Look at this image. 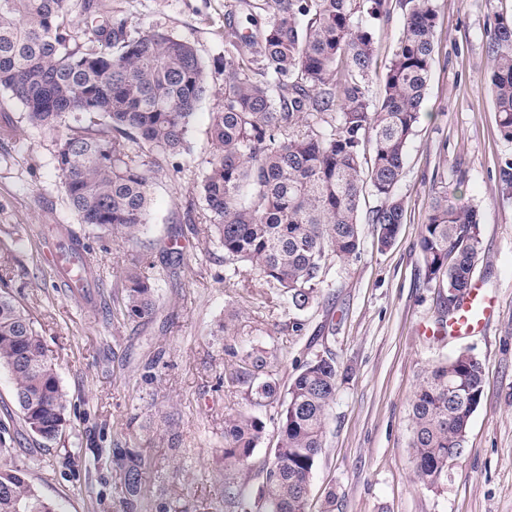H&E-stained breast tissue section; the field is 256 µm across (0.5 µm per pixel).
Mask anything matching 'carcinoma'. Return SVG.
Returning a JSON list of instances; mask_svg holds the SVG:
<instances>
[{
	"mask_svg": "<svg viewBox=\"0 0 512 512\" xmlns=\"http://www.w3.org/2000/svg\"><path fill=\"white\" fill-rule=\"evenodd\" d=\"M391 0H266L257 33L232 27L224 43V97L209 115L212 152L201 169L202 206L192 225L224 261L255 275L292 312L322 295L332 262L358 257L361 206L379 228L378 247L395 240L405 204L395 194L407 148L420 121L434 61L433 0H405L408 10L384 80L373 102L368 77L375 45L368 25L389 14ZM79 14L86 47H71ZM489 88L502 138L512 142V16L495 19ZM209 89L195 47L173 33L112 15L106 0H0V91L22 106L34 127L61 132L54 160L78 223L125 244L149 224L151 173L189 151L198 107ZM480 214L448 188L434 191L419 248L424 279L448 288V316L469 294L481 253ZM51 232L79 261L85 246L66 224ZM163 272L140 254L121 272L123 295L112 320L151 318ZM234 381L252 398H272L258 381L271 366L253 348ZM14 380L13 399L25 428L43 441L67 423V398L29 314L0 293V368ZM337 368L317 355L296 368L280 404L273 458L258 500L244 501L234 478L224 495L241 512H310L313 473L323 452ZM483 393V364L469 350L433 362L413 393L409 448L417 482L437 488L448 463L465 452ZM252 413L224 420V470L241 469L263 439ZM120 494L143 497L149 460L114 454ZM0 512H56L23 473L0 465Z\"/></svg>",
	"mask_w": 512,
	"mask_h": 512,
	"instance_id": "carcinoma-1",
	"label": "carcinoma"
}]
</instances>
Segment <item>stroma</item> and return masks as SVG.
Masks as SVG:
<instances>
[{
    "mask_svg": "<svg viewBox=\"0 0 512 512\" xmlns=\"http://www.w3.org/2000/svg\"><path fill=\"white\" fill-rule=\"evenodd\" d=\"M114 15L168 30L195 46L208 65L210 92L199 106L191 150L152 183V222L136 245L78 224L55 168L57 135L31 128L23 108L0 102V240L14 250L6 287L28 311L67 394V425L53 442L33 437L0 368V464L22 470L58 512H235L224 499V420L248 411L265 424L261 444L235 479L257 494L276 443L277 399L255 405L231 380V349L255 346L273 364L265 380L285 394L300 362L324 355L338 369L325 448L312 485L313 512H512V192L498 168L512 155L500 135L485 78L496 16L512 0H434V62L420 123L408 147L397 195L405 219L395 242L378 249L376 225L362 224L358 258L334 263L322 296L288 326L286 306L239 288L224 251L191 233L189 202L211 153L210 112L223 101L228 0H109ZM403 23L400 0L373 21L369 79L380 97ZM478 209L482 252L473 280L493 300L481 333L439 331L447 289L424 281L418 241L439 183ZM51 224L72 225L87 246L100 286L72 297L44 262ZM167 265L159 311L115 324L101 301L121 290L118 271L138 253ZM471 350L485 385L466 451L435 490L420 487L409 448L410 399L434 359ZM121 449L150 456L147 494L122 502L113 461Z\"/></svg>",
    "mask_w": 512,
    "mask_h": 512,
    "instance_id": "stroma-1",
    "label": "stroma"
}]
</instances>
